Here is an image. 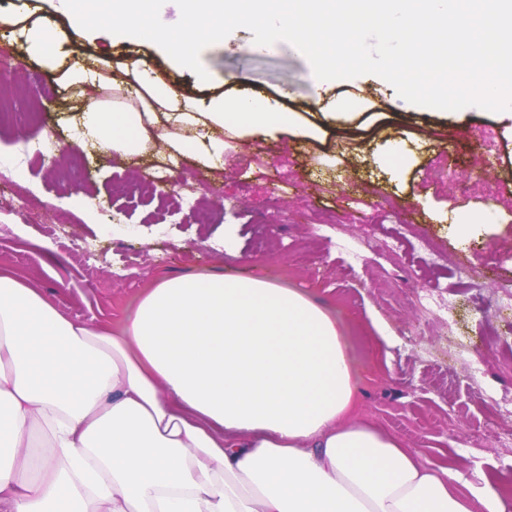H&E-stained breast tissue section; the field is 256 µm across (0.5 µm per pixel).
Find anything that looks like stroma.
I'll list each match as a JSON object with an SVG mask.
<instances>
[{
    "label": "stroma",
    "mask_w": 512,
    "mask_h": 512,
    "mask_svg": "<svg viewBox=\"0 0 512 512\" xmlns=\"http://www.w3.org/2000/svg\"><path fill=\"white\" fill-rule=\"evenodd\" d=\"M1 12L21 27L50 22L66 44L49 65L29 57L18 34L0 33L9 45L11 83L23 89L0 92L18 115L0 127V153L14 155L25 142L49 146L47 159L33 155L16 171H0L1 189H23L40 203L25 211L0 197V270L37 289L68 319L112 330L167 278L208 272L300 289L339 320L358 370L363 419L449 468L461 494L491 484L512 495V415L493 408L496 395L512 393V320L495 303L500 288H512V131L497 114L471 106L452 125L373 74L314 86L311 65L295 47L252 52L243 28L209 57L212 77L203 82L151 43L106 31L69 33L54 0H0ZM90 54L100 59L104 82L89 90L69 85L66 71ZM139 58L186 96H220L229 109L238 96L256 95L294 114L312 135L226 133V163L216 171L184 155L178 187L195 193V211L113 195V184L140 187L168 163L163 125L124 157L76 145L75 125L90 106L125 104L120 65ZM47 90L56 107L28 122L25 113L41 110ZM332 112L351 119L331 122ZM485 129L499 149L491 167L479 137ZM398 139L405 152L394 172L385 157ZM443 142L456 153L455 170L440 162ZM463 182L470 188L465 197L457 193ZM388 203L398 215H412L414 235L432 243L433 275L474 270L470 289L449 286L448 308L432 315L423 309L427 284L416 263L396 258L389 225L374 221ZM491 207L500 222L479 223ZM314 210L332 223L302 222ZM463 219L473 228L462 239L454 224ZM460 346L482 373L469 375L467 360L451 358Z\"/></svg>",
    "instance_id": "obj_1"
}]
</instances>
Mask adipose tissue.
<instances>
[{"label":"adipose tissue","instance_id":"ef3b65f1","mask_svg":"<svg viewBox=\"0 0 512 512\" xmlns=\"http://www.w3.org/2000/svg\"><path fill=\"white\" fill-rule=\"evenodd\" d=\"M129 73L130 106L82 118L102 149L134 151L162 124L216 167L225 131L309 135L259 97L228 112L145 60ZM355 377L333 315L293 288L163 279L112 334L0 271V512H512L495 486L459 496L448 469L356 421Z\"/></svg>","mask_w":512,"mask_h":512}]
</instances>
